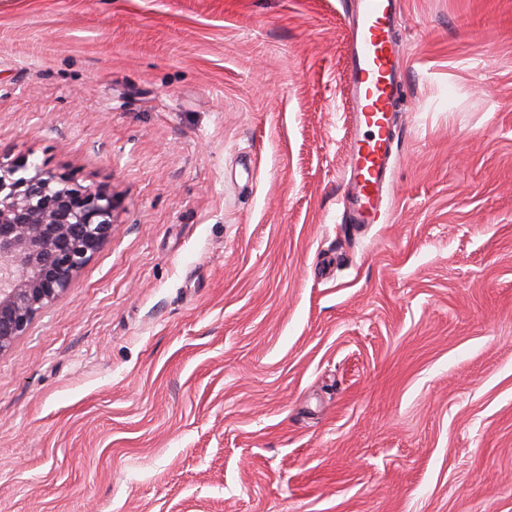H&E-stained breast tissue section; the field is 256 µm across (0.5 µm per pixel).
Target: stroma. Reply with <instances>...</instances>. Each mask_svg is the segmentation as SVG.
Returning a JSON list of instances; mask_svg holds the SVG:
<instances>
[{
	"instance_id": "35a3bbf8",
	"label": "stroma",
	"mask_w": 512,
	"mask_h": 512,
	"mask_svg": "<svg viewBox=\"0 0 512 512\" xmlns=\"http://www.w3.org/2000/svg\"><path fill=\"white\" fill-rule=\"evenodd\" d=\"M347 0H0V163L114 200L0 353V512H512V0H401L348 224Z\"/></svg>"
}]
</instances>
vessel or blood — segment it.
I'll return each mask as SVG.
<instances>
[{"label": "vessel or blood", "instance_id": "obj_1", "mask_svg": "<svg viewBox=\"0 0 512 512\" xmlns=\"http://www.w3.org/2000/svg\"><path fill=\"white\" fill-rule=\"evenodd\" d=\"M398 0H354L346 61L352 108L344 204L354 224L375 223L391 183L397 107L404 91Z\"/></svg>", "mask_w": 512, "mask_h": 512}]
</instances>
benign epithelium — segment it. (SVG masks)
Returning a JSON list of instances; mask_svg holds the SVG:
<instances>
[{
    "label": "benign epithelium",
    "instance_id": "obj_1",
    "mask_svg": "<svg viewBox=\"0 0 512 512\" xmlns=\"http://www.w3.org/2000/svg\"><path fill=\"white\" fill-rule=\"evenodd\" d=\"M112 197L0 164V352L61 296L112 235Z\"/></svg>",
    "mask_w": 512,
    "mask_h": 512
}]
</instances>
